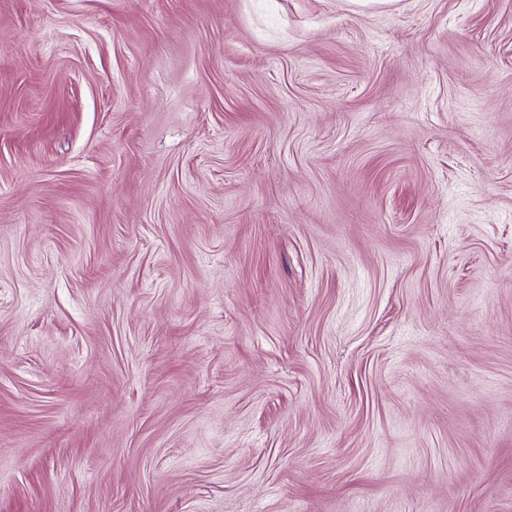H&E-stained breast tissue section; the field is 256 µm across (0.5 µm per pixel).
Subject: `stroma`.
Returning a JSON list of instances; mask_svg holds the SVG:
<instances>
[{
	"instance_id": "stroma-1",
	"label": "stroma",
	"mask_w": 512,
	"mask_h": 512,
	"mask_svg": "<svg viewBox=\"0 0 512 512\" xmlns=\"http://www.w3.org/2000/svg\"><path fill=\"white\" fill-rule=\"evenodd\" d=\"M0 512H512V0H0Z\"/></svg>"
}]
</instances>
